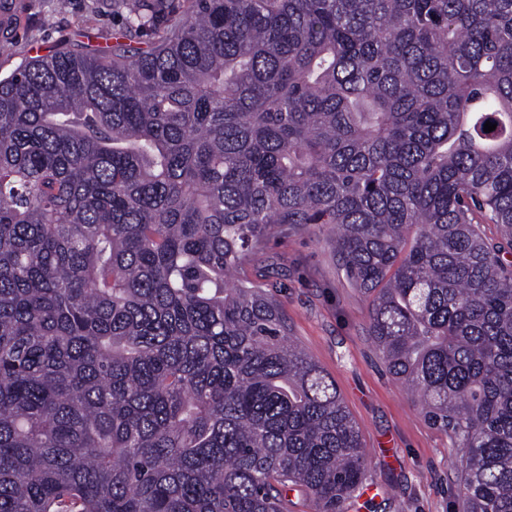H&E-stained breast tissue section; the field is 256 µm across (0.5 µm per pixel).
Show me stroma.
<instances>
[{
    "label": "stroma",
    "mask_w": 512,
    "mask_h": 512,
    "mask_svg": "<svg viewBox=\"0 0 512 512\" xmlns=\"http://www.w3.org/2000/svg\"><path fill=\"white\" fill-rule=\"evenodd\" d=\"M20 2L12 32H0V79L39 53L106 45L123 22L112 0ZM332 239L330 225L310 224L274 235L262 260L279 272L291 339L335 380L361 433L377 495L352 497L345 512H459L461 451L387 372L367 331L369 300L338 265Z\"/></svg>",
    "instance_id": "obj_1"
}]
</instances>
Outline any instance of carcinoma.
I'll return each instance as SVG.
<instances>
[{
    "instance_id": "obj_1",
    "label": "carcinoma",
    "mask_w": 512,
    "mask_h": 512,
    "mask_svg": "<svg viewBox=\"0 0 512 512\" xmlns=\"http://www.w3.org/2000/svg\"><path fill=\"white\" fill-rule=\"evenodd\" d=\"M112 6L0 79V512H342L359 430L246 275L307 224L512 512V0Z\"/></svg>"
}]
</instances>
